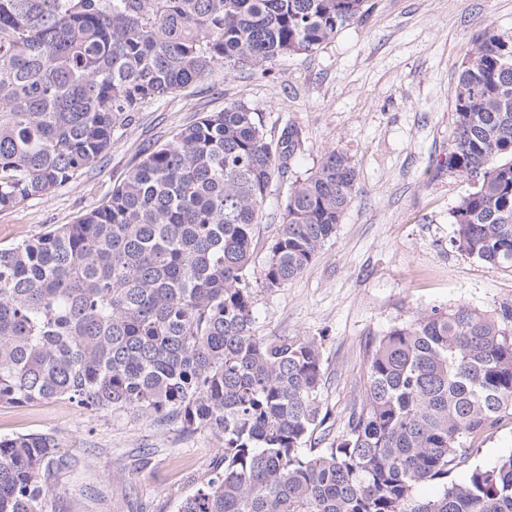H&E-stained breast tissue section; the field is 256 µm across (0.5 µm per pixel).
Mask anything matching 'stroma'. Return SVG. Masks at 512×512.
Listing matches in <instances>:
<instances>
[{
    "label": "stroma",
    "mask_w": 512,
    "mask_h": 512,
    "mask_svg": "<svg viewBox=\"0 0 512 512\" xmlns=\"http://www.w3.org/2000/svg\"><path fill=\"white\" fill-rule=\"evenodd\" d=\"M365 7L364 22L311 55L281 59L273 76L219 68L145 105L94 168L0 211V245L74 222L125 178L143 145L232 102L261 112L271 138L291 124L301 129L297 173L328 150L348 152L358 176L335 237L301 276L255 295L260 335L320 340V402L332 432H342L372 339L435 306H512V271L451 245L448 211L468 182L445 165L461 64L486 27L512 39V0H366ZM36 432L55 433L69 458L43 512H175L221 453L210 433L188 434L176 423L80 410L64 399L0 403V437ZM471 446L480 465L511 451L512 415Z\"/></svg>",
    "instance_id": "obj_1"
}]
</instances>
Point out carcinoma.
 <instances>
[{"label":"carcinoma","mask_w":512,"mask_h":512,"mask_svg":"<svg viewBox=\"0 0 512 512\" xmlns=\"http://www.w3.org/2000/svg\"><path fill=\"white\" fill-rule=\"evenodd\" d=\"M365 13L364 0H0V210L98 163L144 104L216 68L270 75ZM453 112L445 163L469 190L452 245L512 271V40L491 27ZM302 152L296 126L273 142L234 102L145 148L73 223L0 245V403L63 398L212 434L220 461L176 512H512V451L481 466L466 447L512 415V307L392 325L331 439L320 341L258 334L257 288L303 274L354 196L353 156L333 148L294 176ZM277 179L284 212L263 243ZM64 460L52 432L0 437V512H42ZM423 483L436 493L417 496Z\"/></svg>","instance_id":"carcinoma-1"}]
</instances>
